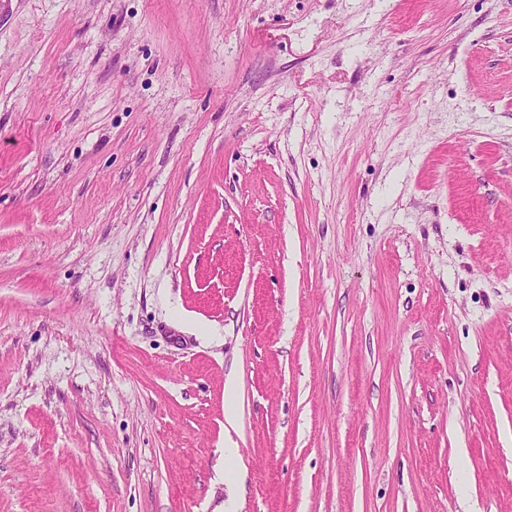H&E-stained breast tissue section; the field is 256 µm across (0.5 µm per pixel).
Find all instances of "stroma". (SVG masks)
Segmentation results:
<instances>
[{
  "label": "stroma",
  "instance_id": "35a3bbf8",
  "mask_svg": "<svg viewBox=\"0 0 512 512\" xmlns=\"http://www.w3.org/2000/svg\"><path fill=\"white\" fill-rule=\"evenodd\" d=\"M233 493L512 512V0H0V512Z\"/></svg>",
  "mask_w": 512,
  "mask_h": 512
}]
</instances>
